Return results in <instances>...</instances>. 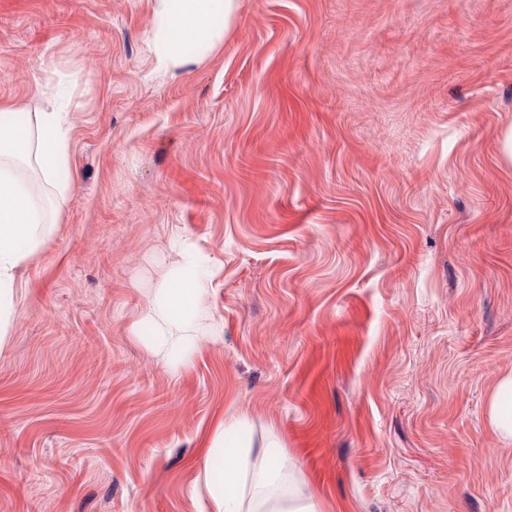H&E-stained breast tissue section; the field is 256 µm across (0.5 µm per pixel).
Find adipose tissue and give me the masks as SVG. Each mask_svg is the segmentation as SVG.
<instances>
[{"label":"adipose tissue","instance_id":"obj_1","mask_svg":"<svg viewBox=\"0 0 512 512\" xmlns=\"http://www.w3.org/2000/svg\"><path fill=\"white\" fill-rule=\"evenodd\" d=\"M236 0H151L147 32L157 70L169 72L205 62L224 43ZM13 106L0 105V343L9 333L18 299L16 270L40 253L49 225L56 223L58 198L69 184L58 172L70 162L71 141L64 113L28 112L13 120ZM183 271L157 284L159 301L144 321L163 346L206 336L213 320L201 296L210 256L189 239L178 242ZM238 423L220 425L204 467V484L215 512H320L296 490L273 492L282 467L256 452L238 435Z\"/></svg>","mask_w":512,"mask_h":512}]
</instances>
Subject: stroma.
I'll return each mask as SVG.
<instances>
[{
    "label": "stroma",
    "mask_w": 512,
    "mask_h": 512,
    "mask_svg": "<svg viewBox=\"0 0 512 512\" xmlns=\"http://www.w3.org/2000/svg\"><path fill=\"white\" fill-rule=\"evenodd\" d=\"M150 0H0V102L72 90L0 344V512H214L222 422L321 512H512V0H238L159 73ZM190 239L219 336L145 309ZM490 413L496 430L512 437V377L499 384L491 400Z\"/></svg>",
    "instance_id": "obj_1"
}]
</instances>
